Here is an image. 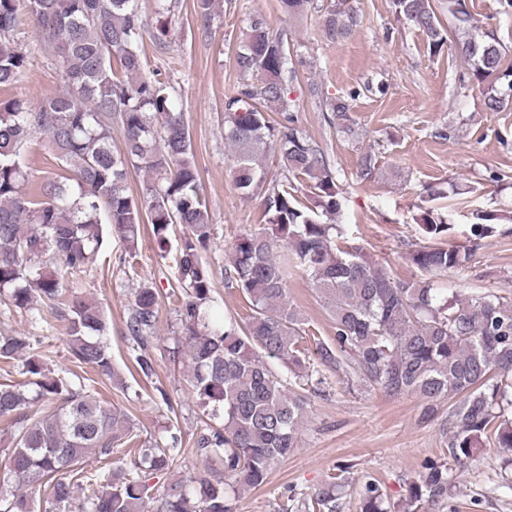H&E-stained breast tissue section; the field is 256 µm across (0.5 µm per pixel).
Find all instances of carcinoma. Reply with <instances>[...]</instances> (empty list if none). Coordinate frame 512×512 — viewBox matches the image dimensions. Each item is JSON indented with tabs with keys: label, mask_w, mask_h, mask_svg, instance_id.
<instances>
[{
	"label": "carcinoma",
	"mask_w": 512,
	"mask_h": 512,
	"mask_svg": "<svg viewBox=\"0 0 512 512\" xmlns=\"http://www.w3.org/2000/svg\"><path fill=\"white\" fill-rule=\"evenodd\" d=\"M139 0H0V86L18 80L26 65L13 32L25 13L46 49L58 58L64 88L32 105L0 100V305L37 311L51 329L61 325L73 362L109 378L118 377L103 341L106 313L77 290L101 248L102 223L133 244L140 225L152 226L165 252L173 228L178 243L175 279L178 312L192 368V387L211 419L196 445L219 473L211 480L187 476L151 496L141 477L122 470L87 469L135 445L136 469H171L181 451L172 433L166 444L138 440L124 413L61 375L41 356L22 362L26 381L0 384V422L10 427L0 472V512H235L241 490L265 483L270 471L299 447L303 397L288 387L300 382L323 393L331 377L355 378L389 397L418 395L423 417L435 403L452 399L448 462L427 459L408 483L403 512H422L448 498L453 470L462 471L490 440L512 452V303L491 292L448 294L438 278L463 266L474 248L447 243L449 224L439 213L421 218L431 244L409 253L421 280L396 279L380 263L336 244L342 233L334 217L340 187L320 147L297 125L289 86L284 35L261 15L249 19L236 51L244 82L224 103V142L233 152V178L241 195L261 197L266 224L236 237L227 277L249 303L240 323L230 318L214 329L203 308L212 286L203 252L212 235L201 193L190 134L167 85L145 73V23ZM397 20L422 31L432 57L450 54L464 64L463 87L482 88L487 112L512 101V62L494 32L474 19L467 0H448L443 23L432 0H392ZM358 25L350 0H329L322 22L324 41L345 40ZM118 60L122 74L114 73ZM346 95L320 101L322 111L348 120ZM277 112L273 120L269 113ZM119 129L124 148L112 150ZM44 135L56 158L72 173L69 182L49 181L26 192L21 158L32 137ZM276 149L281 177H269L265 153ZM147 174L141 195L128 192L130 170ZM309 195L300 198L299 187ZM477 240L494 232L497 215L476 214ZM285 251L274 256V247ZM303 270L324 299L334 336L324 341L304 327L288 298L294 268ZM158 296L136 289L127 326L135 361L152 371L148 354ZM39 343L28 332L0 334V359L14 360ZM315 345L310 350L309 344ZM348 468L310 493L293 486L281 497V512H340L342 491L352 485ZM43 494L40 510L34 497ZM360 512H392L371 476L360 478Z\"/></svg>",
	"instance_id": "cac0c4a2"
}]
</instances>
